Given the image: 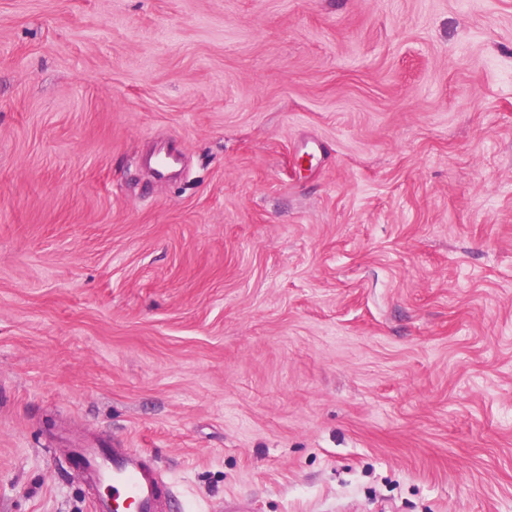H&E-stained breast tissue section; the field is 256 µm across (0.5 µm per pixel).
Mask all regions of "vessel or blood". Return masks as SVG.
<instances>
[{"instance_id": "obj_1", "label": "vessel or blood", "mask_w": 512, "mask_h": 512, "mask_svg": "<svg viewBox=\"0 0 512 512\" xmlns=\"http://www.w3.org/2000/svg\"><path fill=\"white\" fill-rule=\"evenodd\" d=\"M80 474L104 488L95 499L94 512H112L113 506L131 502L135 512H158L165 496L159 472L126 448L106 451L92 445L83 446Z\"/></svg>"}]
</instances>
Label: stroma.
<instances>
[{
  "label": "stroma",
  "mask_w": 512,
  "mask_h": 512,
  "mask_svg": "<svg viewBox=\"0 0 512 512\" xmlns=\"http://www.w3.org/2000/svg\"><path fill=\"white\" fill-rule=\"evenodd\" d=\"M99 443L161 512H512V0H0V512Z\"/></svg>",
  "instance_id": "obj_1"
}]
</instances>
